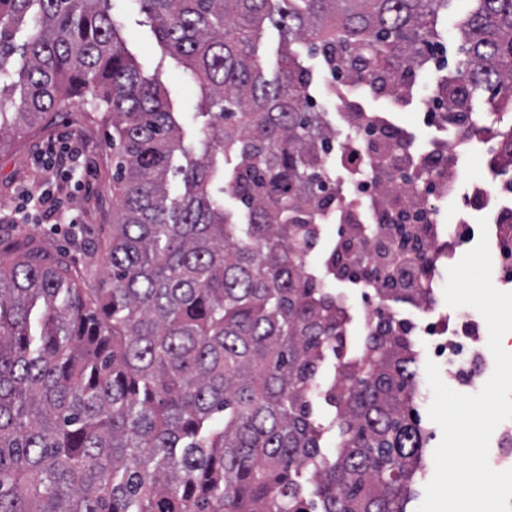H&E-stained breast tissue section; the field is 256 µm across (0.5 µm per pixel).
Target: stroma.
<instances>
[{
  "label": "stroma",
  "mask_w": 512,
  "mask_h": 512,
  "mask_svg": "<svg viewBox=\"0 0 512 512\" xmlns=\"http://www.w3.org/2000/svg\"><path fill=\"white\" fill-rule=\"evenodd\" d=\"M113 17L123 23V36L145 75H158L164 84L175 111L181 115L187 137L203 134L204 120L199 114L200 92L183 65L164 58L163 50L146 21L139 0H111ZM110 124L93 120L84 124L73 116L62 114L43 130L26 133L0 150V209H13L22 199L23 191L41 192L53 189L55 196L69 203L77 215V227L65 224H19L15 231L21 239L50 252L71 251L73 238L86 245L97 243L105 213L111 212L112 151ZM52 140L71 143L79 154L68 179L53 177L40 160L45 145ZM417 416L428 434L423 467L412 486L406 512H416L425 495V486L434 472L433 452L442 433L428 416L427 404H420Z\"/></svg>",
  "instance_id": "obj_1"
}]
</instances>
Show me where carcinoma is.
Wrapping results in <instances>:
<instances>
[{"label":"carcinoma","instance_id":"1","mask_svg":"<svg viewBox=\"0 0 512 512\" xmlns=\"http://www.w3.org/2000/svg\"><path fill=\"white\" fill-rule=\"evenodd\" d=\"M110 2L0 0V150L86 102L116 149L112 224L85 254L102 277L0 237L15 256L0 262V512H405L426 445L417 352L379 328L338 353L336 302L307 264L329 185L292 46L394 76L448 0H140L199 88V142ZM268 21L285 41L272 81ZM440 91L450 112L486 93L512 112V0H469ZM331 355L326 454L313 390ZM282 44L283 36L279 29L270 22L266 23L259 42V56L268 79H273L277 75L278 51Z\"/></svg>","mask_w":512,"mask_h":512}]
</instances>
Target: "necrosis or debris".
Wrapping results in <instances>:
<instances>
[{"label":"necrosis or debris","instance_id":"obj_1","mask_svg":"<svg viewBox=\"0 0 512 512\" xmlns=\"http://www.w3.org/2000/svg\"><path fill=\"white\" fill-rule=\"evenodd\" d=\"M329 93L336 109L322 113L319 124L329 133V154L336 159L338 173L332 180L333 198L320 209V223L312 227L317 242L324 225L339 228L337 265L327 268V275L363 288L358 325L364 333L379 324L383 300L405 296L423 318L397 316L393 327L424 336L433 355L446 361L457 385H483L489 361L476 341L479 328L470 321L450 324L434 293L442 261L459 260L451 230L458 219L449 216V229L441 230L438 203L461 182V156L474 141H496L490 167L497 176L471 180L469 198L490 225L493 272L512 276V140L502 137L494 122L485 125L480 136H471L462 118L439 112L429 121L435 137L420 147L386 112L366 107L374 95L366 83L333 80ZM363 181L370 188L358 205L348 188Z\"/></svg>","mask_w":512,"mask_h":512}]
</instances>
